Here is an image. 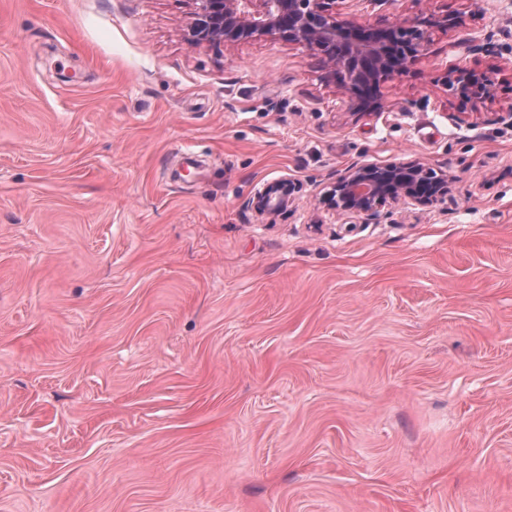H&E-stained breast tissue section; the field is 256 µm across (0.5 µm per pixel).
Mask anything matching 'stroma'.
I'll list each match as a JSON object with an SVG mask.
<instances>
[{
  "instance_id": "obj_1",
  "label": "stroma",
  "mask_w": 512,
  "mask_h": 512,
  "mask_svg": "<svg viewBox=\"0 0 512 512\" xmlns=\"http://www.w3.org/2000/svg\"><path fill=\"white\" fill-rule=\"evenodd\" d=\"M192 9L0 0V512H512V0H336L459 20L371 114L286 38L191 43ZM391 162L447 205L324 203ZM448 92L462 104L484 103L496 96L494 80L486 72L460 65H451L444 76ZM300 187L290 179H281L268 183L255 192L252 204L257 212L276 214L288 208Z\"/></svg>"
}]
</instances>
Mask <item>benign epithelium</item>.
I'll return each instance as SVG.
<instances>
[{"instance_id": "1", "label": "benign epithelium", "mask_w": 512, "mask_h": 512, "mask_svg": "<svg viewBox=\"0 0 512 512\" xmlns=\"http://www.w3.org/2000/svg\"><path fill=\"white\" fill-rule=\"evenodd\" d=\"M190 35L198 44H233L257 36L283 35L318 49L326 65L350 93L358 111L365 106L360 93L394 74L404 73L424 51L426 32L417 25L357 24L333 11L336 0H192ZM448 92L463 104L484 103L496 96L487 73L452 65L444 76ZM452 178L442 170L420 164L355 165L336 176L324 198L337 215L373 219L385 207L410 212L417 207L448 203ZM300 187L290 179L264 185L254 194L257 212L276 214L288 208Z\"/></svg>"}]
</instances>
